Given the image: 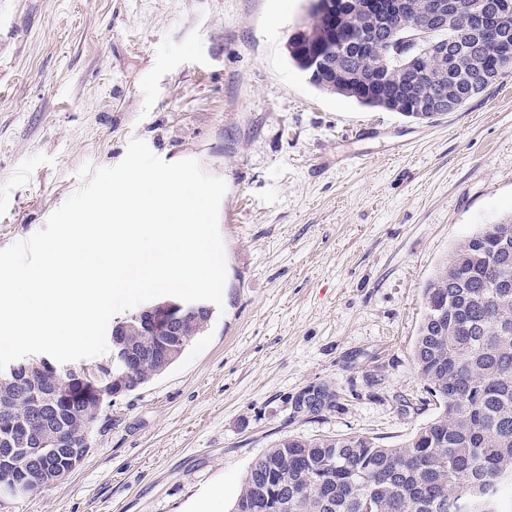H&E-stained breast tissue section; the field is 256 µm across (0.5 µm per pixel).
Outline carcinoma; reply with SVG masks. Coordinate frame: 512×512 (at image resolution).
I'll use <instances>...</instances> for the list:
<instances>
[{
    "label": "carcinoma",
    "instance_id": "1",
    "mask_svg": "<svg viewBox=\"0 0 512 512\" xmlns=\"http://www.w3.org/2000/svg\"><path fill=\"white\" fill-rule=\"evenodd\" d=\"M434 0H404L398 13L374 11L361 19L363 33L378 42L377 55L359 52L349 34L354 23L333 20L310 4L311 23L287 43L288 58L319 88L362 105L435 121L463 107L473 80L492 85L512 70V56L487 51L486 31L476 21L457 25L455 11L423 31L424 39L447 47L445 59L410 65L413 26L425 21ZM324 57L322 68L311 63ZM453 107L418 113L419 102L448 99ZM424 313L413 358L437 406V415L399 447L366 436L302 439L284 437L247 472L231 512H246L252 499L268 500L270 512H478L490 498L493 512H512V215L503 216L457 244L423 288ZM212 314L185 317L182 335L167 341L170 352L146 368L112 364L113 384L133 391L168 370L199 335ZM122 336L110 337V354L132 350L151 355L160 341L141 332L137 314L123 319ZM21 376L0 377V453L10 449L13 466H0V480L23 471L35 476L28 449L54 454V441L35 434L9 446L10 428L30 421L32 397L19 388ZM53 405L73 437L92 431L103 410L92 401Z\"/></svg>",
    "mask_w": 512,
    "mask_h": 512
}]
</instances>
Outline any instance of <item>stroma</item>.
Instances as JSON below:
<instances>
[{
  "mask_svg": "<svg viewBox=\"0 0 512 512\" xmlns=\"http://www.w3.org/2000/svg\"><path fill=\"white\" fill-rule=\"evenodd\" d=\"M308 0H8L0 249L131 139L222 178L223 305L164 374L114 397L84 462L10 512H230L292 435L392 447L435 416L413 360L422 288L512 213V71L434 122L329 94L289 62ZM312 385L321 416L294 414Z\"/></svg>",
  "mask_w": 512,
  "mask_h": 512,
  "instance_id": "stroma-1",
  "label": "stroma"
}]
</instances>
